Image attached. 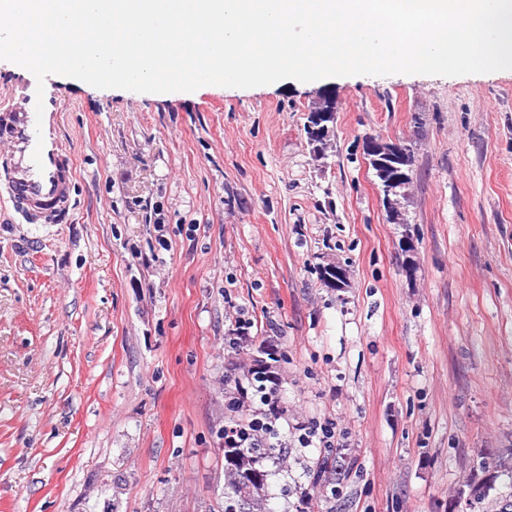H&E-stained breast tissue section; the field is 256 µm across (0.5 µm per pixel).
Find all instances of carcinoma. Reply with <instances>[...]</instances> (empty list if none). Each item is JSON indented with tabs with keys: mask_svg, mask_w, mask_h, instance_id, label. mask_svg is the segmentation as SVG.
Listing matches in <instances>:
<instances>
[{
	"mask_svg": "<svg viewBox=\"0 0 512 512\" xmlns=\"http://www.w3.org/2000/svg\"><path fill=\"white\" fill-rule=\"evenodd\" d=\"M271 366L261 359L254 360L246 380L251 388L263 384L268 378ZM270 448H226L224 449V512H267L265 488L268 474L254 480L251 473L258 465L271 457ZM481 476H472L468 493L469 502L483 500L496 490V482L503 474L512 476V461L502 457L495 467L480 465Z\"/></svg>",
	"mask_w": 512,
	"mask_h": 512,
	"instance_id": "obj_1",
	"label": "carcinoma"
}]
</instances>
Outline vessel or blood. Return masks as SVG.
Masks as SVG:
<instances>
[{"label":"vessel or blood","instance_id":"obj_1","mask_svg":"<svg viewBox=\"0 0 512 512\" xmlns=\"http://www.w3.org/2000/svg\"><path fill=\"white\" fill-rule=\"evenodd\" d=\"M29 71L15 74L8 97L0 100V193L6 194L25 222L56 224L74 206V149L63 127L64 102L53 84L36 96ZM43 113H36V102ZM42 150V167L31 155Z\"/></svg>","mask_w":512,"mask_h":512}]
</instances>
